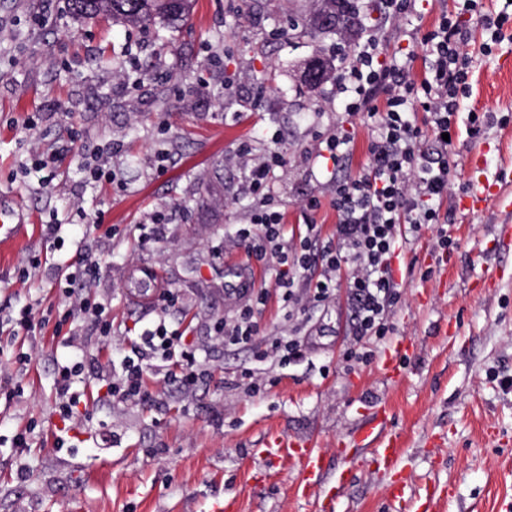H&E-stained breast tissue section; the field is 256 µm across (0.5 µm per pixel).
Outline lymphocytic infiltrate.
Here are the masks:
<instances>
[{
    "label": "lymphocytic infiltrate",
    "instance_id": "1",
    "mask_svg": "<svg viewBox=\"0 0 512 512\" xmlns=\"http://www.w3.org/2000/svg\"><path fill=\"white\" fill-rule=\"evenodd\" d=\"M478 14L487 39L485 53H492L512 25V12L479 13L478 0H457V12L444 16L421 39L425 68L414 76L410 65L394 55L382 58L375 38H368L350 62L336 76L341 96L344 124L322 136L315 148L317 157L340 169L351 142L348 128L361 119L372 128L368 141L367 171L336 179L332 184L330 206L337 217V244H325L320 254L311 245L319 236L317 224L306 226L304 235H286L284 214L274 202L270 186L277 168L286 160L278 150L253 159L245 174V191L252 208L235 235L248 255L266 262L272 272L271 288H260L249 304L216 327L225 346H250L261 334L258 316L270 292H277L283 311L282 324L267 336L257 352L258 361L272 360L289 365L304 356L295 325L299 304L317 307L328 301L337 288H346L359 338L381 339L393 331L392 315L400 301L392 262L408 234L422 226L437 227L439 246L451 245V231L442 227L441 201L448 194L449 132L458 112L460 95L467 89L471 60L463 51L467 34L459 18ZM424 112V125H417L415 112ZM431 143H424V136ZM321 257L320 278L305 297H298L296 286L314 257ZM349 266L347 279H340L342 266ZM97 268L83 263L55 265L52 280L68 315L93 318L103 335H110L109 309L93 300L92 288ZM73 357L59 371L58 409L62 420L78 415L80 392L72 381L81 375L87 356L81 343L68 339ZM180 367L182 380L191 385L198 378L194 351L182 341L179 329L166 317H158L140 334L123 356L109 361L107 392L122 400L144 397L143 379L153 362Z\"/></svg>",
    "mask_w": 512,
    "mask_h": 512
}]
</instances>
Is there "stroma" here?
<instances>
[{"instance_id": "obj_1", "label": "stroma", "mask_w": 512, "mask_h": 512, "mask_svg": "<svg viewBox=\"0 0 512 512\" xmlns=\"http://www.w3.org/2000/svg\"><path fill=\"white\" fill-rule=\"evenodd\" d=\"M330 7L196 0L190 21L171 30L77 20L64 0H0V194L26 215L22 240L0 249V310L30 304L36 322L34 335L0 334V366L13 375L12 386L0 387V435L29 433L24 451L0 447V512H211L232 497L238 512H317L294 492L299 462L258 455L275 435L323 454L325 483H345L338 512H418L429 486L442 493L432 512H512V245L498 234L512 223V185L472 199L476 186L501 184L512 166V40L485 54L478 20L466 23L469 92L455 117L441 207L455 243L440 248L426 228L404 244L393 261L402 300L391 335L360 344L342 288L299 313V363H256L251 349H225L213 332L249 303L247 281L271 279L234 235L248 212L251 156L283 153L274 195L288 230L313 220L321 240L336 237L331 174L312 152L343 114L335 78L310 86L308 62L353 53L372 35L383 55H407L421 74V38L456 4L418 0L399 21L385 0H357L362 25L351 29L323 28ZM488 113L493 123L470 135V115ZM243 141L252 154L235 158ZM38 152L57 157L45 186L31 168ZM88 159L115 180L88 179ZM311 196L322 202L314 213L302 206ZM158 212L164 233L145 238ZM49 221L63 225L64 245L44 236ZM100 221L104 229L94 230ZM81 240L98 265L94 293L112 306V336L100 337L91 320L73 322L88 354L75 383L88 415L67 427L56 388L73 352L55 332L64 308L49 268L75 262ZM35 255L46 267L20 279L19 266ZM228 262L238 264V278H225ZM148 268L176 294L173 305L134 290L132 278ZM161 313L195 350L203 377L183 389L161 362L144 376L148 401L106 398L107 358ZM400 342L409 356L392 379L382 359ZM24 351L31 360L21 366L15 357ZM252 366L268 381L259 394L237 381ZM379 406L405 448L400 470L413 498L402 511L390 501V477L357 441Z\"/></svg>"}]
</instances>
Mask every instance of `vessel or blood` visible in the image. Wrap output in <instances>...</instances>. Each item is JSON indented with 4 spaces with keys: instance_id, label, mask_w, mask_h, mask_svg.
Here are the masks:
<instances>
[{
    "instance_id": "b4317fda",
    "label": "vessel or blood",
    "mask_w": 512,
    "mask_h": 512,
    "mask_svg": "<svg viewBox=\"0 0 512 512\" xmlns=\"http://www.w3.org/2000/svg\"><path fill=\"white\" fill-rule=\"evenodd\" d=\"M21 221L22 216L18 208L0 202V247L15 242L21 236ZM361 439L376 446L372 458L375 469L392 475V500L404 498L408 482L398 475L401 450L397 446L395 436L375 424L362 432ZM258 454L270 461L288 458L300 460L301 478L296 485L297 493L304 497L316 498L318 512H336L343 485L339 482L330 486L325 484V462L320 454L305 449L294 441L279 438L268 442L265 448L259 449Z\"/></svg>"
}]
</instances>
